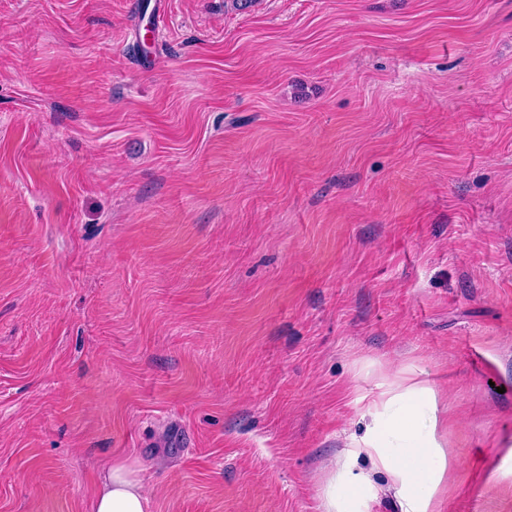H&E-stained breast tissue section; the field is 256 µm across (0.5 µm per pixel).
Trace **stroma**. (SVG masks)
Instances as JSON below:
<instances>
[{
  "label": "stroma",
  "instance_id": "35a3bbf8",
  "mask_svg": "<svg viewBox=\"0 0 512 512\" xmlns=\"http://www.w3.org/2000/svg\"><path fill=\"white\" fill-rule=\"evenodd\" d=\"M413 361L512 512V0H0V512H322ZM150 508L137 459L117 456L102 466L92 512H149Z\"/></svg>",
  "mask_w": 512,
  "mask_h": 512
}]
</instances>
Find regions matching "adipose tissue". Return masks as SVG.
Returning a JSON list of instances; mask_svg holds the SVG:
<instances>
[{
    "label": "adipose tissue",
    "instance_id": "1",
    "mask_svg": "<svg viewBox=\"0 0 512 512\" xmlns=\"http://www.w3.org/2000/svg\"><path fill=\"white\" fill-rule=\"evenodd\" d=\"M364 405L368 424L352 438L322 491L323 512H373L372 473L387 474L400 512H443L448 456L443 429L447 411L437 387L416 364L404 367ZM367 459L371 472L359 470ZM151 503L137 459L117 456L99 475L92 512H149Z\"/></svg>",
    "mask_w": 512,
    "mask_h": 512
}]
</instances>
